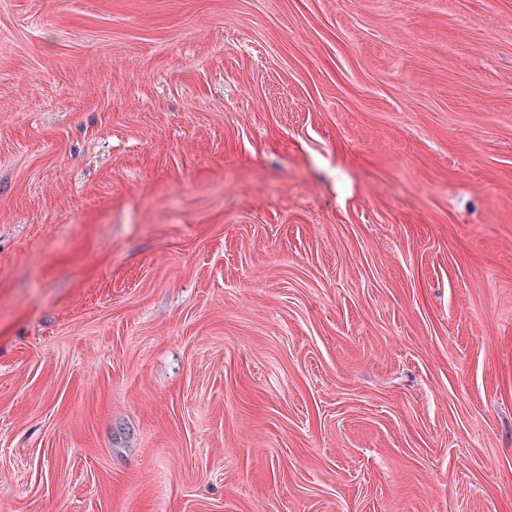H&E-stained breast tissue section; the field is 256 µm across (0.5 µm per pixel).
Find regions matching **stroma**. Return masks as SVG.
Listing matches in <instances>:
<instances>
[{"label": "stroma", "instance_id": "35a3bbf8", "mask_svg": "<svg viewBox=\"0 0 512 512\" xmlns=\"http://www.w3.org/2000/svg\"><path fill=\"white\" fill-rule=\"evenodd\" d=\"M0 512H512V0H0Z\"/></svg>", "mask_w": 512, "mask_h": 512}]
</instances>
